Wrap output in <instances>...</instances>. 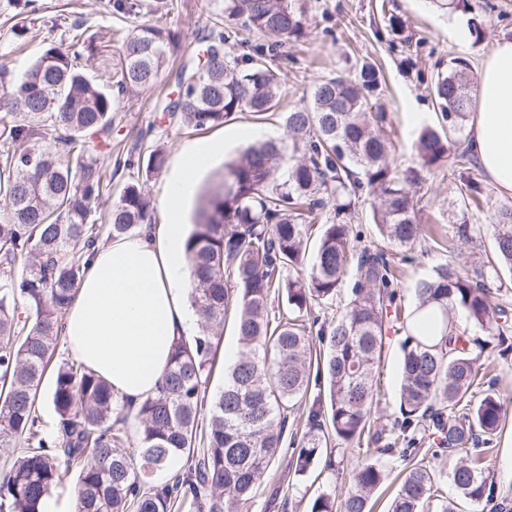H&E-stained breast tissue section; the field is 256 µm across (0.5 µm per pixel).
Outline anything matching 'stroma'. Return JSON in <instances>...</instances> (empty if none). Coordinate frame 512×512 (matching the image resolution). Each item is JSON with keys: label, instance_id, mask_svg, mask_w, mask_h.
I'll return each mask as SVG.
<instances>
[{"label": "stroma", "instance_id": "stroma-1", "mask_svg": "<svg viewBox=\"0 0 512 512\" xmlns=\"http://www.w3.org/2000/svg\"><path fill=\"white\" fill-rule=\"evenodd\" d=\"M156 10L155 20L179 33L171 68L197 63L205 48L201 41L217 17L215 0H147ZM107 0H37V12H28L25 0H0V65L21 73L46 42L59 40L70 24H82L87 34H100L116 27L117 19L106 7ZM305 11L306 35L288 43L287 60L282 63L283 97L281 108L303 105L310 97L315 80L323 76L359 78L363 65L379 70L380 83L371 97L374 110L387 114L392 127V155L399 169H419L412 147L418 130L437 125L440 119L433 105L434 81L448 64L466 60L471 71L501 38H512V0H465L464 7L446 9L435 0H297ZM398 18V30H391L390 18ZM27 27L24 35L10 31L13 23ZM175 86L161 76L149 91L125 98L112 131V150L127 154L136 144H161L166 148L165 168L149 179L146 190L152 202L156 223L168 214L162 192L168 177L190 144L201 141L231 142L226 158H234L259 137L281 139L287 132L281 120L255 119L242 113L224 125L194 132L162 119L159 103ZM482 208L464 204L458 175L453 167L424 174L411 184L417 200V220L432 225L441 241L438 248L418 256L403 266L401 292L405 305H413V284L419 276L432 273L445 263L449 248H458L466 269L481 265L495 244V214L512 206V193L485 184ZM469 223L477 228L472 240H458L455 228ZM403 334H389L379 367L380 393L371 420L372 431L388 433L399 412L400 358ZM490 376L504 404V427L495 442L489 461L495 498L512 500V351L492 358ZM371 438L336 452L337 463L325 469L316 463L311 474L300 476L291 464L290 449H283L269 476L257 486L249 512H310L313 499L321 492H345L351 483V469L361 460L378 459L387 472L405 469L400 454L382 457L374 453Z\"/></svg>", "mask_w": 512, "mask_h": 512}]
</instances>
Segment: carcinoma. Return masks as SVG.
Returning <instances> with one entry per match:
<instances>
[{
  "label": "carcinoma",
  "instance_id": "carcinoma-1",
  "mask_svg": "<svg viewBox=\"0 0 512 512\" xmlns=\"http://www.w3.org/2000/svg\"><path fill=\"white\" fill-rule=\"evenodd\" d=\"M220 6L204 60L176 73L177 95L162 104L170 120L194 130L222 126L242 112L278 111L279 49L305 37L294 0H220ZM110 7L121 21L142 10L132 0H112ZM242 31L264 41L242 55L224 50ZM178 40L176 31L148 20L126 27L108 86L86 74L82 61L97 46L80 26L45 44L22 74L0 66V199L10 211L0 224V447L23 443L0 472V512H41L64 464L80 467L78 512H246L283 448L291 406L308 404L293 456L300 475L331 445L358 443L370 433L391 328L405 333L400 418L376 452L417 454L429 434L436 447L465 454L450 479L464 498L482 504L493 478L485 453L501 428L503 405L494 391L477 398L473 388L483 380L487 353L512 350V319L492 303L502 271L512 272V208L498 211L494 251L476 276L450 254L415 282V306L404 312L391 252L411 261L427 241L409 191L419 173L392 168L386 116L372 111L379 76L370 65L358 81L316 80L307 104L282 113L287 138L258 141L224 164L185 245L201 330L178 339L157 393L138 408L137 449L113 418L124 408L111 384L77 360L54 362L62 314L76 296L86 256L102 238H127L151 223L144 182L124 184L114 197L112 177L135 167L151 178L166 165L164 148L119 158L111 171L100 154L112 157L121 100L153 88ZM472 88L468 64H448L433 88L448 126L423 127L415 149L426 171L453 158L462 198L476 201L483 193L479 170L467 152L450 149V133L473 106ZM366 187L381 196L372 221L382 241L359 248L350 220ZM106 195L112 198L106 223L94 224L91 213ZM349 266L355 281L344 313L320 321L316 309L336 298ZM277 299L283 311L274 316ZM458 315L483 336L460 328ZM227 321L240 349L223 390L211 397ZM314 335L323 344L318 350ZM48 372L51 429L37 414ZM179 458L184 465L173 479L154 480ZM426 458L405 473L389 512H424L437 479ZM388 477L378 462H359L350 489L339 498L319 494L310 512H371L370 498Z\"/></svg>",
  "mask_w": 512,
  "mask_h": 512
}]
</instances>
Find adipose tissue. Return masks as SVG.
<instances>
[{"label":"adipose tissue","instance_id":"adipose-tissue-1","mask_svg":"<svg viewBox=\"0 0 512 512\" xmlns=\"http://www.w3.org/2000/svg\"><path fill=\"white\" fill-rule=\"evenodd\" d=\"M478 115L468 146L490 182L512 192V40L496 43L479 67ZM224 150L223 142L190 145L165 186L164 224L96 248L63 320L72 356L108 381L130 408L154 395L175 341L192 336L198 321L186 300L192 279L185 242L191 231L182 206L199 174Z\"/></svg>","mask_w":512,"mask_h":512}]
</instances>
